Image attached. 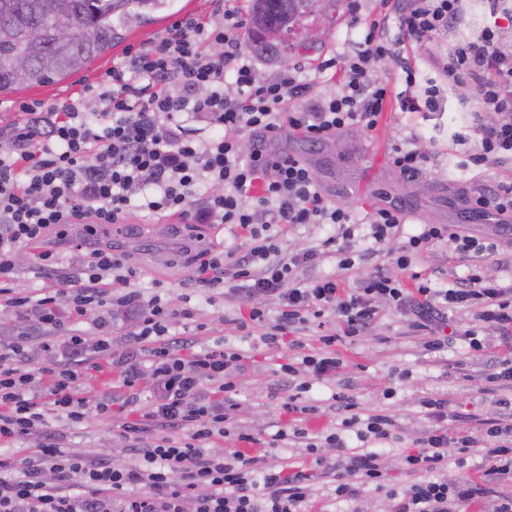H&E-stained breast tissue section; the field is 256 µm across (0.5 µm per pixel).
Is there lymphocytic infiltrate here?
<instances>
[{
  "instance_id": "lymphocytic-infiltrate-1",
  "label": "lymphocytic infiltrate",
  "mask_w": 512,
  "mask_h": 512,
  "mask_svg": "<svg viewBox=\"0 0 512 512\" xmlns=\"http://www.w3.org/2000/svg\"><path fill=\"white\" fill-rule=\"evenodd\" d=\"M207 17L188 14L149 42L129 47L120 63L100 73L77 97L51 106L23 103V116L7 131L0 150V279L16 271L21 246L41 245L43 270L59 263L44 241L48 232L66 238L72 225L95 235L102 224H118L130 214L132 196L151 217L177 216L188 224H228L248 240L244 254L235 249L196 257L190 281L213 288L225 271L241 282L236 294L247 316L239 329L263 325L270 346L303 348L302 332L332 313L339 332L321 335V353L282 364L295 377L308 370L322 380L336 376L343 362L334 350L339 336L362 335L377 320L381 305L413 316L412 328L423 335V348L436 353L447 347L457 329L448 321L454 310L474 311L499 338L498 372L491 383L512 382V283L472 272L449 287H434L412 265L435 243L447 242L452 253L484 252L495 256L496 244L480 243L455 224H427L419 234L400 240L404 214L395 206L374 210L366 221L375 243L398 240L393 258L398 275L376 268L361 288H346L330 275L306 281L299 269L322 258L336 259L339 269L354 265L349 243L358 223L349 207L331 202L303 158L277 153L270 145L281 128L318 144L350 127L373 131L389 88L373 75L377 63L394 58L389 42L376 36L375 24L362 16L361 0H346L352 26L362 28L358 52L327 60L322 70L340 71L339 89L314 94L299 80L294 66L283 65L275 77L261 75L242 49L243 21L230 0H210ZM492 22L459 40L442 72L454 89L474 103L471 127L478 136L475 166L489 167L512 157V0H483ZM399 17L398 42L425 40L460 26L468 0H393ZM190 113L205 122L213 136L192 138L180 116ZM494 113L487 122L486 113ZM250 135V152H242V135ZM468 217L512 223V182L481 184L465 194ZM305 224H326L332 233L319 246L283 255L278 232ZM137 270L111 248H89L82 275L63 279L57 288L32 298L0 288V303L34 311L37 320L64 335L72 353L69 363L48 368L50 383L39 390L27 367L21 343H0V445L29 436L41 439L31 454L0 465V512H109L108 493L124 495L125 512H309L312 474L266 465L263 455L238 450L213 452L207 443L224 436L230 417L224 410L238 392L233 375L242 356L229 349L195 352L171 325L176 309L159 296L132 293L136 305L134 334L141 352H130L116 367L123 387L151 374L155 398L139 421L123 424L127 448L144 464L128 468L111 458H85L60 448L48 426L52 416L71 425L85 418L87 400L77 389L78 356L87 349L107 351V337L73 332L58 314L67 306L72 318L91 306L111 305L105 279L127 284ZM272 296L276 312L255 300ZM339 423L325 441L337 451L326 467L338 501L356 500L365 487L383 489L384 458L398 439L394 416L361 415L352 396L334 394ZM421 405L437 426L416 439L402 458L415 481L393 505V512H451L452 506L475 507L493 485L512 483V411L470 428L469 414L449 411L441 398ZM457 422L449 434L443 421ZM367 443L366 451L348 450L349 437ZM481 449L485 469L481 482L448 481L450 449ZM83 488L67 491L73 476Z\"/></svg>"
}]
</instances>
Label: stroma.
I'll use <instances>...</instances> for the list:
<instances>
[{
	"label": "stroma",
	"mask_w": 512,
	"mask_h": 512,
	"mask_svg": "<svg viewBox=\"0 0 512 512\" xmlns=\"http://www.w3.org/2000/svg\"><path fill=\"white\" fill-rule=\"evenodd\" d=\"M208 12L207 0H170L168 8L159 13L155 22L127 28L122 40L88 67L52 84L0 96V129L10 128L19 121L16 103L52 104L67 98L98 74L112 68L127 46L149 41L181 15L203 16ZM490 21L481 0H472L459 30L436 36L421 46L403 45L399 60L377 64L375 75L388 83L390 100L373 132L354 128L316 146L285 133L274 143V150L304 156L328 198L344 203L357 216L394 205L411 214L401 228L403 234L416 233L423 224H457L467 235L496 243L499 258L511 260L512 231L483 220H465L461 196L466 189L486 179L512 180V158L486 169L464 167V160L478 150L477 137L468 130L474 105L449 87L441 71L459 34L475 32ZM305 23L319 31L310 50H291L272 58L257 54L253 61L268 77L274 76L282 64L294 65L301 79L314 83L316 93L336 92V81L331 80L329 74L319 73L318 67L324 60L356 52L361 31L351 26L343 0H314ZM404 62L415 71L414 87H406L404 83L400 68ZM431 86L438 90L441 103L438 111L402 110L401 92L409 89L419 96ZM395 143L430 152L427 174L414 182H404L389 162V150ZM95 241L111 246L138 270L137 278L130 285L112 284L113 296L130 290L147 298L160 296L173 308L188 310V317L175 319L174 327L194 334L198 348L220 346L242 354L244 368L237 374L240 386L230 412L229 433L218 440L219 449H233L237 433H250L257 438V448L265 453L269 465L305 467L315 476L311 498L314 512H391V500L370 488L364 489L357 500L332 501L330 484L322 475V463L335 458V449L323 446L311 454L306 451L304 440L293 437L276 440V433L289 423V416L283 409L288 380L280 371L288 349L284 346L271 348L262 343L264 329L260 325H251L243 331L233 324L238 311L237 280L225 279L207 299L185 287L195 252L226 246L242 253L249 247L247 240L235 237L225 224H185L176 216L156 220L135 210L121 228L110 224L98 226ZM397 246L394 240L378 246L372 239L360 236L352 248L361 259L352 269L338 271L335 260L330 258L300 269L299 275L313 280L338 272L353 289L376 267L390 266ZM37 254V247L31 245L20 250L17 270L9 282L14 291L31 292L53 286L56 274L41 270ZM478 267L486 277L505 283L512 281L511 271L497 268L477 254H470L463 260L449 258L448 246L444 243L430 247L413 265L414 270L426 272L436 285L465 276ZM450 318L459 330L458 336L447 348L429 354L422 348V336L411 328L409 315L382 308L377 322L364 335L336 344V351L346 363L343 375L324 380L309 378L305 373L300 376L301 381L311 386L310 391L304 393V400L315 403L321 411L320 419L309 423V431L316 432L335 424L337 411L331 395L346 386L350 387L361 413L382 409L395 416L400 440L389 449L385 467L390 488L399 492L413 481L412 476L402 470V450L412 447L415 438L435 426L434 420L420 406L423 397L445 399L449 409L479 419L496 418L502 410V401H512L510 384L492 394L484 390L486 377L498 369L499 339L494 331L468 311L451 312ZM74 328L86 336L109 337L108 356L116 360L128 351V337L136 329V319L132 311L124 307L115 308L110 314L105 309L92 307ZM469 330L484 339V351L470 349L465 336ZM0 339L23 342L28 366L36 372L68 358L60 335L38 326L33 315L2 306ZM48 343L53 346L49 352L44 349ZM87 358L90 365L84 368L78 381L88 401L83 424L74 427L61 419L50 422L61 448L95 458L105 455L112 446L117 450L116 464L141 466L142 458L126 446L121 425L137 421L141 409L148 405L153 395L152 377L143 374L134 388L123 389L116 374L94 370V362L100 359L98 352L88 351ZM106 399L112 402V415L108 418L100 416L96 409L97 404Z\"/></svg>",
	"instance_id": "35a3bbf8"
}]
</instances>
